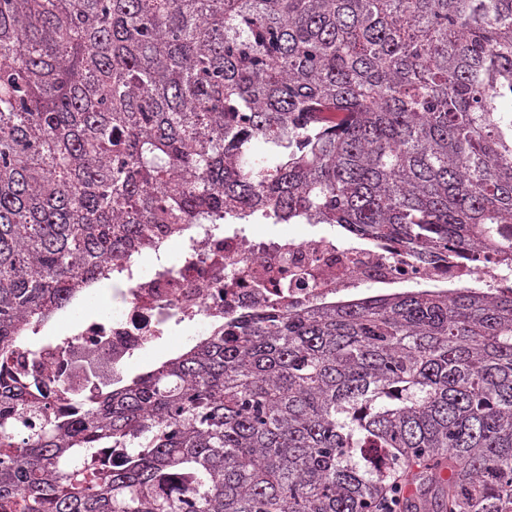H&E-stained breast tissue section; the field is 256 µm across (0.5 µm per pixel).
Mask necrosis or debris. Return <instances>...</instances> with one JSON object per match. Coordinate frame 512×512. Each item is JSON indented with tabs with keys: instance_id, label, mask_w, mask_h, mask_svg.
<instances>
[{
	"instance_id": "1",
	"label": "necrosis or debris",
	"mask_w": 512,
	"mask_h": 512,
	"mask_svg": "<svg viewBox=\"0 0 512 512\" xmlns=\"http://www.w3.org/2000/svg\"><path fill=\"white\" fill-rule=\"evenodd\" d=\"M510 283L512 268L489 259L423 266L401 249L330 230L260 236L198 224L176 257L114 262L111 303L79 317L65 348L49 344L26 356V369L58 375L64 392L51 402L66 409L111 389L151 345L191 344L241 314L292 311L370 287L477 286L495 296Z\"/></svg>"
}]
</instances>
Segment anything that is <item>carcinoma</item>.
Returning <instances> with one entry per match:
<instances>
[{"label": "carcinoma", "instance_id": "obj_1", "mask_svg": "<svg viewBox=\"0 0 512 512\" xmlns=\"http://www.w3.org/2000/svg\"><path fill=\"white\" fill-rule=\"evenodd\" d=\"M252 217L511 262L512 0H0V512H377L443 459L436 512H512V291L242 315L42 404L24 331Z\"/></svg>", "mask_w": 512, "mask_h": 512}]
</instances>
